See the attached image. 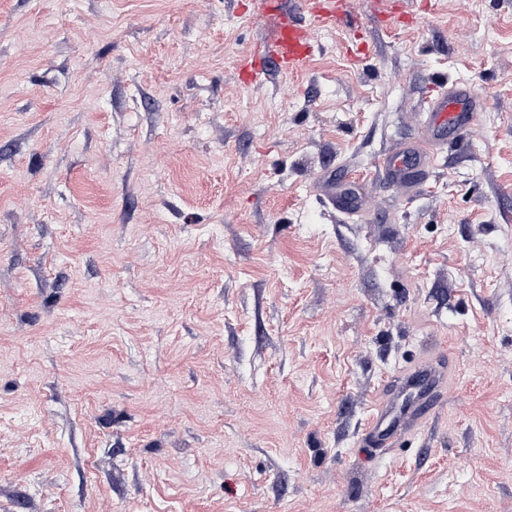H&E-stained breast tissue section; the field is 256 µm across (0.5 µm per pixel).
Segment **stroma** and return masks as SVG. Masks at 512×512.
Instances as JSON below:
<instances>
[{
    "mask_svg": "<svg viewBox=\"0 0 512 512\" xmlns=\"http://www.w3.org/2000/svg\"><path fill=\"white\" fill-rule=\"evenodd\" d=\"M259 2L0 0V512H512V0H342L248 86ZM427 360L445 408L367 451ZM474 100L466 88L457 89L452 96L438 91L431 100L427 126L403 145L391 157L379 163L386 175L407 192H414L417 184L408 175V165L430 168L435 165L448 129H462L474 116Z\"/></svg>",
    "mask_w": 512,
    "mask_h": 512,
    "instance_id": "stroma-1",
    "label": "stroma"
}]
</instances>
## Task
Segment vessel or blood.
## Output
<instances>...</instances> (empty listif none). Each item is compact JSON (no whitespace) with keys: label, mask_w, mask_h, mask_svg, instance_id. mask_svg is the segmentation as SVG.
<instances>
[{"label":"vessel or blood","mask_w":512,"mask_h":512,"mask_svg":"<svg viewBox=\"0 0 512 512\" xmlns=\"http://www.w3.org/2000/svg\"><path fill=\"white\" fill-rule=\"evenodd\" d=\"M264 13L272 16L276 27L271 39L257 45L252 59L244 61L242 73L251 83L262 82L269 67L290 73L302 71L315 51L312 27H332L340 21L336 0H296L287 6L286 0H262ZM306 11L308 20L298 17ZM474 100L467 89L453 94L437 93L431 100L427 126L421 135L410 138L401 149L385 159L381 167L386 175L406 191L417 188L408 175L409 166L429 168L435 165L449 129L464 128L473 118ZM424 390L412 389L403 396L388 395L374 409L365 430L369 445L390 447L408 433L417 432L443 406L445 401V369L437 363L421 367Z\"/></svg>","instance_id":"b4317fda"}]
</instances>
